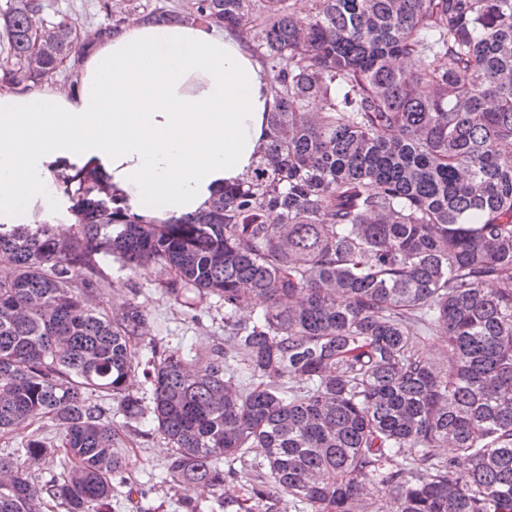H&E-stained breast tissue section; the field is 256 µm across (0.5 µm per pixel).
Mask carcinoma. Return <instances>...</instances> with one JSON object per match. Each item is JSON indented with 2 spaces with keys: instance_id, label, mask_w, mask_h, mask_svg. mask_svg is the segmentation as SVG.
I'll use <instances>...</instances> for the list:
<instances>
[{
  "instance_id": "obj_1",
  "label": "carcinoma",
  "mask_w": 512,
  "mask_h": 512,
  "mask_svg": "<svg viewBox=\"0 0 512 512\" xmlns=\"http://www.w3.org/2000/svg\"><path fill=\"white\" fill-rule=\"evenodd\" d=\"M102 8L100 39L134 15L237 35L274 106L252 171L191 217L142 219L76 169L57 174L71 236L0 223V432L49 417L60 447L32 435L23 455H64L36 482L0 454V512H112L124 426L224 512H373L381 493L397 512H512V0ZM45 9L0 11V88L85 51L78 18ZM109 260L168 275L187 308L217 297L224 335L168 350L135 298L90 308Z\"/></svg>"
}]
</instances>
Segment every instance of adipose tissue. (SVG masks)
I'll return each instance as SVG.
<instances>
[{
  "instance_id": "1",
  "label": "adipose tissue",
  "mask_w": 512,
  "mask_h": 512,
  "mask_svg": "<svg viewBox=\"0 0 512 512\" xmlns=\"http://www.w3.org/2000/svg\"><path fill=\"white\" fill-rule=\"evenodd\" d=\"M273 105L260 61L224 31L130 21L70 85L0 90V223L51 222L57 171L83 167L145 219L196 213L251 169Z\"/></svg>"
}]
</instances>
